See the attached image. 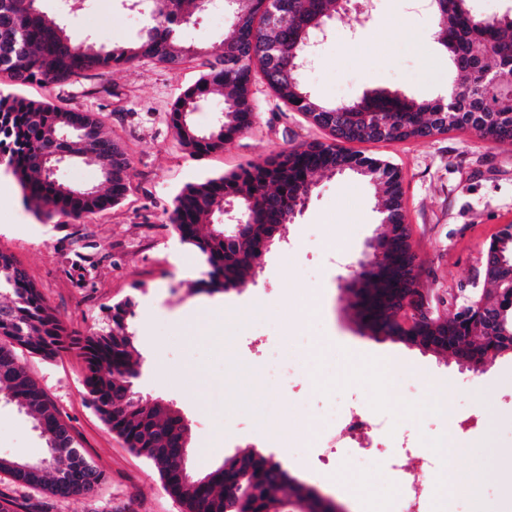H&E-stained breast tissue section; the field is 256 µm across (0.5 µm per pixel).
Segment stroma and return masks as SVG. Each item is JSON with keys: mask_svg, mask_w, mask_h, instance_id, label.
I'll use <instances>...</instances> for the list:
<instances>
[{"mask_svg": "<svg viewBox=\"0 0 512 512\" xmlns=\"http://www.w3.org/2000/svg\"><path fill=\"white\" fill-rule=\"evenodd\" d=\"M364 23L339 15L302 81L322 102L334 104L366 90H399L418 100L440 98L455 73L434 37L438 17L425 0H372ZM60 0H38L68 28L93 34L106 49L136 42L146 17L125 0H86L63 13ZM233 20L215 7L181 30L185 45L223 42ZM205 70L204 57L178 68L149 59L114 68L105 76L63 85L30 84L17 95L65 110L93 112L133 163L119 204L76 221L38 217L20 183L0 170V252L26 271L69 333L86 336L102 324L103 310L126 298L139 374L137 395L178 411L190 428L188 465L205 474L226 456L259 445L286 467L304 463L300 480L346 512L354 503L334 477L307 467L311 449L290 409L326 399L317 376L297 384L255 385L244 376L255 356L250 316L273 319V336L312 334L331 359L329 378L409 432L432 431L477 449L485 471L487 504L503 495L506 468L495 449L512 448V353L489 357L479 369L445 354L361 335L346 312L342 279L380 227L373 185L352 174H323L282 241L263 254L253 278L235 289L193 293L200 279L198 254L181 243L169 222L176 195L188 184L228 174L293 145L327 140L326 131L289 111L263 83L252 87L253 124L224 149L195 156L170 128L167 115L179 93ZM365 154L395 165L402 177L403 208L413 229L420 282L434 306L451 315L453 295L485 286L483 247L512 225V145L460 131L404 142L364 144ZM25 370L59 410L85 457L104 475L90 494L61 498L16 484L0 472V496L14 512H183L151 465L112 433L83 398L86 363L72 348L53 358L19 350ZM377 365L383 380L351 377L358 360ZM446 399L450 421L431 407ZM270 407V425L254 427L255 411ZM45 441L15 406L0 403V456L38 461ZM395 464L469 469L474 461L388 450Z\"/></svg>", "mask_w": 512, "mask_h": 512, "instance_id": "35a3bbf8", "label": "stroma"}]
</instances>
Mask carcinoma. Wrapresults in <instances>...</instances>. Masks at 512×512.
Masks as SVG:
<instances>
[{
    "label": "carcinoma",
    "mask_w": 512,
    "mask_h": 512,
    "mask_svg": "<svg viewBox=\"0 0 512 512\" xmlns=\"http://www.w3.org/2000/svg\"><path fill=\"white\" fill-rule=\"evenodd\" d=\"M233 23L224 43L211 48L208 69L176 98L168 122L180 142L195 154L224 149L250 127L254 108L251 86L261 78L273 95L289 109L329 130L332 142L291 146L261 163L249 164L227 176L187 185L176 197L169 222L184 244L199 254L203 278L193 283L197 292H226L244 282L262 256L263 248L281 238L293 223L297 206L310 192L321 172H353L378 187L383 194L376 234L384 250L374 255L370 267L351 274L347 308L363 336L380 337L424 351L446 353L463 348L481 364L490 355L512 353V265L487 278L489 287L471 296L468 319H436L406 327L390 303L406 286H417V271L410 268L407 283H386L385 269L403 267L416 260L402 207L400 175L389 162L351 152L353 127L368 119L394 131V140L427 138L466 129L493 143L512 145V88L492 81L497 73L512 71V13L479 18L468 0H444L435 8L436 32L461 79L453 110L438 100H416L385 90L335 105L320 102L303 84L300 72L306 41L326 25L331 14L342 10L343 0H277L284 22L275 27L262 23L264 0H232ZM131 7L148 11L152 23L134 46L106 50L82 33L68 30L41 11L37 0H0V75L11 85L24 86L34 79L58 85L90 73L103 75L139 58L170 67L183 64L192 50L180 39L182 20L200 11L198 0H131ZM275 50L277 63L265 65L266 52ZM224 90V112L208 131L191 120L197 102ZM65 162L97 164L105 189L87 191L63 181L51 170L55 155ZM0 165L20 182L24 198L35 203L37 215L58 214L79 220L119 203L133 170L127 153L106 135L95 114L61 110L46 102L30 101L0 92ZM233 201L249 210L250 221L241 238L224 240V228L207 229L203 219L224 213ZM488 250L512 258V231L496 235ZM0 392L6 402L32 418L49 452H65L47 462L18 467V461L0 457V471L24 486L41 487L52 495L68 497L94 492L104 481L77 446L65 421L42 389L20 364L15 347L53 358L77 344L87 364L84 397L107 427L127 448L145 458L158 473L166 490L177 498L183 512H287L290 500L310 512H329L321 495L289 476L279 461L255 451L237 453L222 466L194 482L180 471L181 450L188 444L189 428L175 411L158 401L144 399L132 390L136 376L134 335L128 317L134 302L127 298L106 308L107 326L89 336L71 338L51 311L26 272L9 255L0 253ZM250 487L244 499L232 496L234 488Z\"/></svg>",
    "instance_id": "1"
}]
</instances>
